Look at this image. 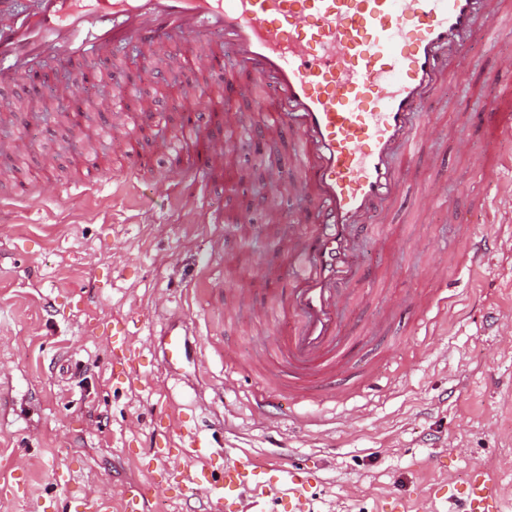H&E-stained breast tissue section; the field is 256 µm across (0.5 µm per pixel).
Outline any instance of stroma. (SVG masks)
I'll return each instance as SVG.
<instances>
[{
	"mask_svg": "<svg viewBox=\"0 0 512 512\" xmlns=\"http://www.w3.org/2000/svg\"><path fill=\"white\" fill-rule=\"evenodd\" d=\"M497 36L477 40L444 89L415 118L421 152L393 204L386 237H361L369 278L364 300L343 314L354 338L333 382L313 380L312 394L349 396L347 406L291 404L279 393L275 414L255 412L251 394L278 370L274 339L286 324L252 322L251 306L269 303L264 268L293 282L281 242L299 224H271L262 209L245 210L258 186L280 196L286 212L305 210L303 193L284 194L275 173L293 170L290 136L245 138L229 167L191 202L161 178L167 144L188 101L206 91L209 74L195 69L199 43L176 40L157 79L134 44L111 56L71 61L48 55L49 90L29 94L27 78L0 86V172L20 148V177L38 176L40 159H58L59 185L9 205L0 183V512H81L100 497L124 512L121 492L150 485L143 512H205L207 499L158 474V450L178 451L194 434L214 472L226 456L266 467L283 486L302 472L310 512H457L471 475L483 473L500 512H512V333L494 321L512 315V242L476 272L458 269L465 228L480 236L512 232V200L498 179L512 144L492 143L483 104L512 99L498 70L512 54V0ZM120 65L131 88L162 113L145 135L155 169L126 182L112 157L111 105L119 91L107 74ZM68 83L73 98L53 96ZM265 89L231 97L226 117L205 136H223L224 122L257 125ZM469 134L466 153L456 138ZM498 168V179L482 167ZM441 179L447 196L426 212L412 200ZM446 264L457 303L447 326L421 324L413 297L434 291L427 274ZM181 320L195 334L190 360L168 363L159 335Z\"/></svg>",
	"mask_w": 512,
	"mask_h": 512,
	"instance_id": "1",
	"label": "stroma"
}]
</instances>
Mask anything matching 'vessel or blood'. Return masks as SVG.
I'll return each instance as SVG.
<instances>
[{
    "label": "vessel or blood",
    "instance_id": "obj_1",
    "mask_svg": "<svg viewBox=\"0 0 512 512\" xmlns=\"http://www.w3.org/2000/svg\"><path fill=\"white\" fill-rule=\"evenodd\" d=\"M503 0H38L25 19L0 9V84L42 67L48 53L70 59L89 51L108 56L133 42L148 62L176 39L217 37V51L198 54V69L217 72L236 55L253 78L273 85L263 102L260 127L290 133L304 172L311 210L307 225L288 245L297 286L281 300L279 314L291 326L279 337L278 380L292 397L306 395L311 378L330 380L347 346L340 311L359 304L351 284L363 275L349 247L355 235L381 239L405 169L399 158L414 151L415 116L446 81L453 61L471 48L482 28L499 15ZM221 101L198 94L182 117L183 134L201 132L199 115L219 111ZM493 138L512 141V109L486 103ZM237 123L209 140L197 156L181 149L170 157L178 189L193 196L199 183L223 169L235 154ZM113 153L139 159L135 137L117 131ZM466 268L482 264L494 241L469 235ZM449 295L439 288L415 299L432 322H447ZM164 356L178 359L186 332L170 327L160 340ZM175 466L181 486L206 490L209 512H224L229 498L278 489L243 459L224 465L213 487L201 449L181 450ZM483 477L469 485L461 512H497Z\"/></svg>",
    "mask_w": 512,
    "mask_h": 512
}]
</instances>
